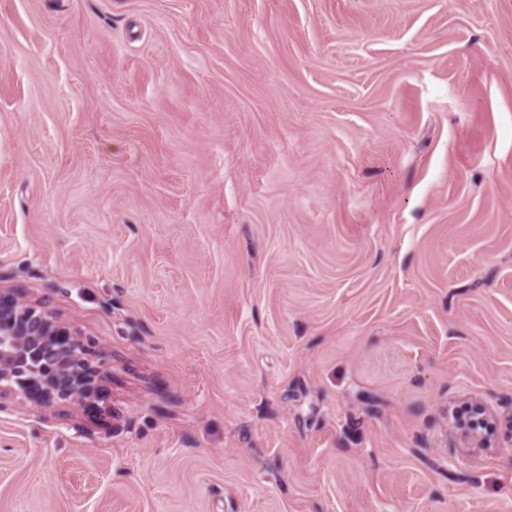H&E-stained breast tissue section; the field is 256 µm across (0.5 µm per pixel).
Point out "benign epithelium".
<instances>
[{
  "label": "benign epithelium",
  "mask_w": 512,
  "mask_h": 512,
  "mask_svg": "<svg viewBox=\"0 0 512 512\" xmlns=\"http://www.w3.org/2000/svg\"><path fill=\"white\" fill-rule=\"evenodd\" d=\"M7 393L40 409L77 401L98 413L106 398L101 371L80 334L43 306L0 289V399ZM471 415L478 420L464 425V434L483 444V407L475 405Z\"/></svg>",
  "instance_id": "obj_1"
}]
</instances>
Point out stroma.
I'll list each match as a JSON object with an SVG mask.
<instances>
[{
	"mask_svg": "<svg viewBox=\"0 0 512 512\" xmlns=\"http://www.w3.org/2000/svg\"><path fill=\"white\" fill-rule=\"evenodd\" d=\"M1 287L0 512H512V0H0ZM80 334L18 293L0 289V399L23 397L40 409L77 401L102 412L101 371Z\"/></svg>",
	"mask_w": 512,
	"mask_h": 512,
	"instance_id": "stroma-1",
	"label": "stroma"
}]
</instances>
